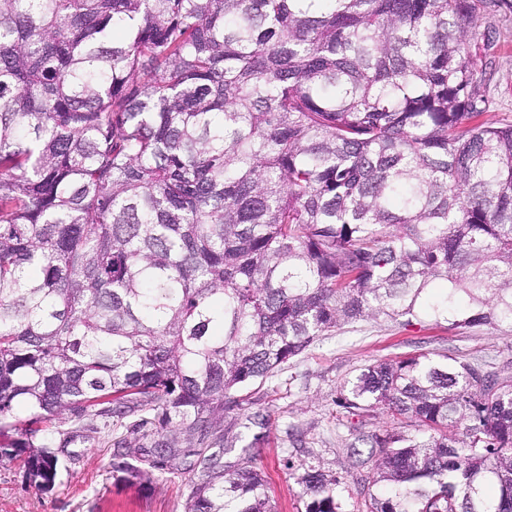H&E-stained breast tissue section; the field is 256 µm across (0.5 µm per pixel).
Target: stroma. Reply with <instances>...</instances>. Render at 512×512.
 <instances>
[{
  "label": "stroma",
  "instance_id": "1",
  "mask_svg": "<svg viewBox=\"0 0 512 512\" xmlns=\"http://www.w3.org/2000/svg\"><path fill=\"white\" fill-rule=\"evenodd\" d=\"M493 27L495 54L484 91L490 101L481 119L512 121V13L481 20ZM425 353L488 371L512 375V326L453 327L436 321L428 310L392 320L358 321L338 327L274 377L250 387L243 407L224 412L218 434L224 446V467L252 465L265 472L277 512H305L297 477L315 466L336 475V494L343 512H357L370 485L368 447L353 450L356 436L383 432L389 420L350 415L340 406L341 385L359 369L380 359ZM256 424L245 425V416ZM62 439L75 460H62L56 485L41 492L30 486L18 462L0 460V512H185L190 492L188 475L160 471L150 490L117 482L112 477V452L120 440L155 435L153 423L128 417L110 425L94 421L78 432L74 422L60 420Z\"/></svg>",
  "mask_w": 512,
  "mask_h": 512
}]
</instances>
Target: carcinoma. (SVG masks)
<instances>
[{
	"label": "carcinoma",
	"mask_w": 512,
	"mask_h": 512,
	"mask_svg": "<svg viewBox=\"0 0 512 512\" xmlns=\"http://www.w3.org/2000/svg\"><path fill=\"white\" fill-rule=\"evenodd\" d=\"M512 0H0V459L39 490L66 415L151 411L112 477L274 512L226 404L343 324H512V123L479 120V15ZM361 512H512V376L425 354L343 383ZM24 406V420L14 416ZM190 447H182V443ZM342 512L336 476L299 478Z\"/></svg>",
	"instance_id": "1"
}]
</instances>
